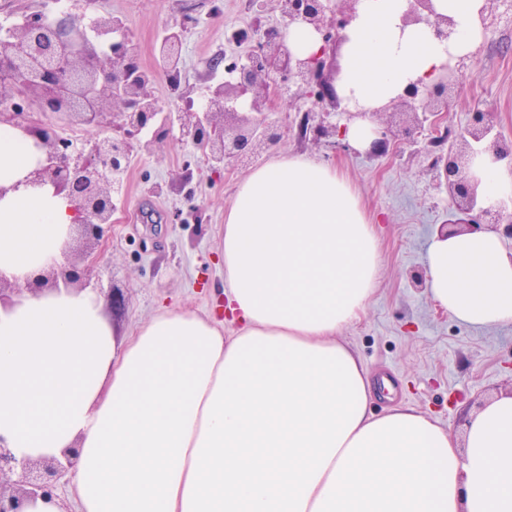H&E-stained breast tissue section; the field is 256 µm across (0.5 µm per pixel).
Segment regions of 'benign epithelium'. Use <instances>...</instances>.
Returning <instances> with one entry per match:
<instances>
[{"instance_id": "7a95c632", "label": "benign epithelium", "mask_w": 512, "mask_h": 512, "mask_svg": "<svg viewBox=\"0 0 512 512\" xmlns=\"http://www.w3.org/2000/svg\"><path fill=\"white\" fill-rule=\"evenodd\" d=\"M281 28H265L261 19L249 29L230 32L227 41L250 45L246 57L227 67L229 79L206 90V107L200 112L187 103L178 112H165L150 86L158 75L167 77L176 98L184 97L176 77L184 44V28L173 27L157 46L166 65L148 70L141 64L136 43L117 16L96 19L98 29L112 35L109 52L86 34L81 21L71 14L50 19L42 13L22 18L0 38V124H7L34 138L43 152L24 180L11 186H50L64 195L75 212L74 240L92 249L112 225L117 197L124 185L133 152H151L175 136L193 147L213 172L228 165L250 163L277 144L283 133L265 112L271 96L296 89L312 106L329 104L348 120L366 119L400 108L409 116L402 127L375 126L369 154H386L425 125L447 119L452 93L461 89L471 57L459 56L448 63L432 83L413 81L388 103L371 112L340 99L333 78L325 74L327 58L336 54L344 32L356 13L359 0H336L329 14L328 0H277ZM402 22L424 24L441 39H448L454 22L436 13L432 0H408ZM512 13V0H484L479 12L487 29L500 7ZM294 25L313 29L322 41L319 55L302 58L288 48L285 31ZM97 130L73 141L63 138L53 123L34 121L30 110ZM330 113L306 115L302 132L312 140L330 141L340 133ZM429 169L438 187L448 193V219L437 229L442 236L494 231L512 239V197L487 202L481 181L472 173L476 157L496 164L512 158V140L498 129L492 108L471 113L468 125L451 135L444 133L429 143ZM69 244L61 271H50L23 285L0 282V304L25 293L54 290L59 281L84 288L92 276L89 265L71 258ZM73 461L65 456L19 462L0 447V512H20L25 501L56 494V483L66 477Z\"/></svg>"}]
</instances>
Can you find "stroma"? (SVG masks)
Wrapping results in <instances>:
<instances>
[{"instance_id": "1", "label": "stroma", "mask_w": 512, "mask_h": 512, "mask_svg": "<svg viewBox=\"0 0 512 512\" xmlns=\"http://www.w3.org/2000/svg\"><path fill=\"white\" fill-rule=\"evenodd\" d=\"M66 10L85 24L122 17L150 69L166 30L183 26L181 86L199 105L215 65L248 51L227 42V32L257 19L267 27L281 23L275 0H265L259 15L251 0H73ZM463 84L461 98L449 104V127L461 129L470 112L489 107L498 112L504 137L512 138L511 18L500 17L483 34ZM310 108L300 92L275 97L270 119L283 137L261 159L303 156L335 166L376 220L377 291L341 338L359 351L372 378L391 373L398 400L462 435L469 414L512 387V325L465 326L408 279L409 271L423 267L427 244L448 211V197L435 187L423 152L430 132L421 130L413 143L382 157L339 152L331 143L303 138L299 123ZM250 171L245 164L212 173L200 153L175 139L152 154H133L112 227L85 259L95 270L91 287L122 302L107 310L113 323L133 328L162 307L222 314L219 231L237 184Z\"/></svg>"}]
</instances>
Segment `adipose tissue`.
<instances>
[{
	"mask_svg": "<svg viewBox=\"0 0 512 512\" xmlns=\"http://www.w3.org/2000/svg\"><path fill=\"white\" fill-rule=\"evenodd\" d=\"M483 0H433L448 39L403 26L408 0H360L338 97L375 107L481 40ZM41 156L0 125V280L58 267L71 203L10 186ZM226 316L158 310L118 331L93 288L0 307V446L18 461L77 449L76 512H512V392L463 435L400 402L372 410L369 372L339 332L370 304L375 227L334 166L295 157L238 186L220 244ZM432 303L512 325V249L492 231L431 237ZM234 324L225 335V324Z\"/></svg>",
	"mask_w": 512,
	"mask_h": 512,
	"instance_id": "adipose-tissue-1",
	"label": "adipose tissue"
}]
</instances>
